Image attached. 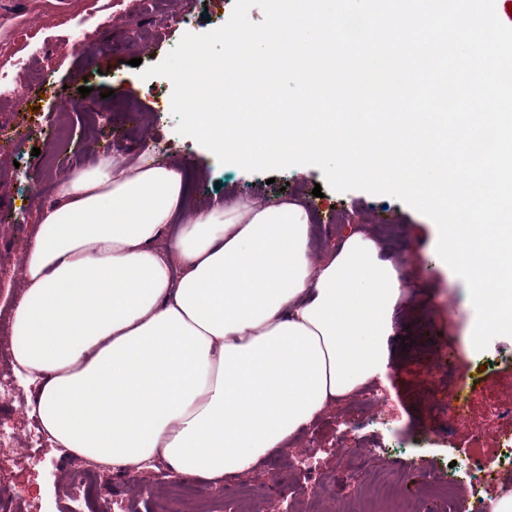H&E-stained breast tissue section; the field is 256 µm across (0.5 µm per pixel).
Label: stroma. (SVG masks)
<instances>
[{
    "label": "stroma",
    "instance_id": "obj_1",
    "mask_svg": "<svg viewBox=\"0 0 512 512\" xmlns=\"http://www.w3.org/2000/svg\"><path fill=\"white\" fill-rule=\"evenodd\" d=\"M234 7L235 0H186L192 20L184 24L175 16V0H0V78L14 77L24 65L51 75L44 93L21 86L14 100L0 101V129L12 139L0 162V197L13 203L0 216V342L11 336L20 264L41 211L31 195L43 186L55 190L60 179L94 165L100 155L132 162L148 152L181 164L187 187L197 189L183 219L236 201L271 206L289 199L310 215L312 255L336 248L354 231L377 243L406 286L393 315L396 335L386 377L374 382L387 399L389 416L378 419L376 405L357 391L329 403L312 425L256 468L217 484L183 479L161 459L140 472L104 471L48 438L33 437L30 394L18 383L15 398L0 402V497L9 512H72L70 476L77 470L91 477L88 503L96 512L121 501L135 512H159L161 499L176 487L191 492L200 512H273L286 502L295 512H317L305 483L309 464L339 484L335 512H384L381 491L392 484L402 491V512H452L447 496H425L426 484L446 485L449 466L462 473L474 458L496 464L492 407L512 406V336L495 337L481 351L467 345L476 312L465 282L436 252L435 223L391 196L335 191L311 165L268 174L219 163L178 132L171 81L141 78L140 67L131 66L134 58L141 59V67L160 63L185 34L228 23ZM77 30L83 38H74ZM83 84L91 88L86 110L57 112L66 89ZM108 91L115 100L138 106L139 129L124 132L121 113L99 111ZM59 133L64 165L39 171L33 149L45 148ZM316 187L321 196L313 195ZM448 341L457 359L445 371L437 363ZM457 383L470 401L464 420L448 410V391ZM353 426L370 452L366 466L355 473L343 451Z\"/></svg>",
    "mask_w": 512,
    "mask_h": 512
}]
</instances>
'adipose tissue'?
<instances>
[{"instance_id": "ef3b65f1", "label": "adipose tissue", "mask_w": 512, "mask_h": 512, "mask_svg": "<svg viewBox=\"0 0 512 512\" xmlns=\"http://www.w3.org/2000/svg\"><path fill=\"white\" fill-rule=\"evenodd\" d=\"M56 196L25 250L13 355L70 454L220 482L384 375L403 283L363 234L314 258L285 201L199 210L166 240L183 171L146 155L101 156Z\"/></svg>"}]
</instances>
